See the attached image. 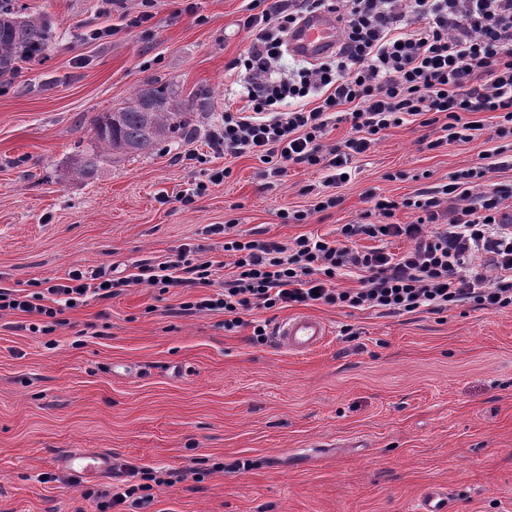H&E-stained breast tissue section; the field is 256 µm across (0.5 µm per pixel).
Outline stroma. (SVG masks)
<instances>
[{
	"label": "stroma",
	"instance_id": "1",
	"mask_svg": "<svg viewBox=\"0 0 512 512\" xmlns=\"http://www.w3.org/2000/svg\"><path fill=\"white\" fill-rule=\"evenodd\" d=\"M44 20V57L0 81V288L39 291L80 268L113 276L182 250L231 271L220 225L248 238L332 240L361 221L367 192L398 201L512 149L494 113L467 143L429 150L426 128L390 129L348 182L316 167L215 151L209 135L240 106L235 61L249 43L244 0H19ZM95 28L110 36L92 40ZM148 81L183 103L205 97L177 144L74 173L91 124ZM222 183L184 202L215 170ZM338 206L313 212L318 198ZM304 210L307 220H286ZM197 288L147 285L87 298L52 331L0 311V512H98L108 476L64 469L72 449L152 474L143 512H413L446 488L451 512H512V307L383 314L314 304L326 342L306 355L228 332L215 311L180 313Z\"/></svg>",
	"mask_w": 512,
	"mask_h": 512
}]
</instances>
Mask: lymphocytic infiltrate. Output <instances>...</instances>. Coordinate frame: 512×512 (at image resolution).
Instances as JSON below:
<instances>
[{"label":"lymphocytic infiltrate","instance_id":"f902f5d3","mask_svg":"<svg viewBox=\"0 0 512 512\" xmlns=\"http://www.w3.org/2000/svg\"><path fill=\"white\" fill-rule=\"evenodd\" d=\"M246 10L250 42L239 61L245 103L225 110L211 139L226 155L257 157L273 177L290 163L317 166L334 185L350 180L355 157L407 122L439 125L432 149L474 139L481 124L463 121L465 112L499 113L497 137H512V0H249ZM316 12L335 16L336 51L279 77L289 31ZM307 97L314 107L304 105ZM341 121L350 136L327 145ZM487 172L478 166L453 173L446 184L404 200L400 205L418 214L409 224L393 222L399 204L372 193L371 221L343 225L337 240L301 235L288 246L228 239L233 279L182 309L223 312L231 331L242 326L243 314L261 308L325 304L404 314L470 302L511 307L512 183L485 184ZM448 197L457 205L446 217L440 207ZM359 236L373 247L353 248ZM393 238L409 241V249L387 251ZM356 271L359 287L338 286V276ZM213 274L212 261L184 256L141 265L106 284L74 269L44 293L1 288L0 311L53 319L87 296L108 298L117 288L209 289Z\"/></svg>","mask_w":512,"mask_h":512}]
</instances>
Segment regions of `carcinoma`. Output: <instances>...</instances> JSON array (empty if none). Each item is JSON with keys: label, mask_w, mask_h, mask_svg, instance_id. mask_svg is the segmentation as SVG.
Listing matches in <instances>:
<instances>
[{"label": "carcinoma", "mask_w": 512, "mask_h": 512, "mask_svg": "<svg viewBox=\"0 0 512 512\" xmlns=\"http://www.w3.org/2000/svg\"><path fill=\"white\" fill-rule=\"evenodd\" d=\"M48 41L46 25L22 16L18 0H0V78L12 76L19 63L42 56ZM195 124L196 113L168 86L144 84L125 106L94 120V146L80 159L76 173L87 175L116 154L140 155L177 143L195 131Z\"/></svg>", "instance_id": "1"}]
</instances>
